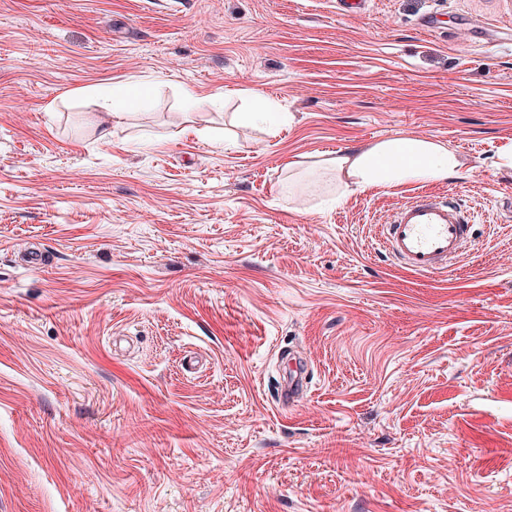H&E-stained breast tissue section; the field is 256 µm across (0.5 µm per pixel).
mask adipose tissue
<instances>
[{
  "label": "adipose tissue",
  "instance_id": "adipose-tissue-1",
  "mask_svg": "<svg viewBox=\"0 0 512 512\" xmlns=\"http://www.w3.org/2000/svg\"><path fill=\"white\" fill-rule=\"evenodd\" d=\"M336 175L340 198L371 188H395L413 181H448L464 177L463 164L447 142L400 134L366 148L342 151L319 161Z\"/></svg>",
  "mask_w": 512,
  "mask_h": 512
}]
</instances>
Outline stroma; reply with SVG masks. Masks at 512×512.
Returning <instances> with one entry per match:
<instances>
[{"label":"stroma","instance_id":"obj_1","mask_svg":"<svg viewBox=\"0 0 512 512\" xmlns=\"http://www.w3.org/2000/svg\"><path fill=\"white\" fill-rule=\"evenodd\" d=\"M398 134L466 176L288 177ZM508 144L512 0H0V512H512ZM419 195L447 272L383 247ZM115 92L120 96L125 108H136L145 98L148 86L139 82H128L115 87ZM248 98L252 101L251 112H241L240 120L244 126H265L274 128L290 121V112H281L277 103L260 91H250ZM385 226L388 252L403 268L421 275L445 270L472 243L473 225L460 208L428 195L400 208Z\"/></svg>","mask_w":512,"mask_h":512}]
</instances>
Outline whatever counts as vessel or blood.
<instances>
[{
	"label": "vessel or blood",
	"instance_id": "b4317fda",
	"mask_svg": "<svg viewBox=\"0 0 512 512\" xmlns=\"http://www.w3.org/2000/svg\"><path fill=\"white\" fill-rule=\"evenodd\" d=\"M471 238L472 226L460 208L428 195L396 211L384 232L388 252L403 268L421 275L445 270Z\"/></svg>",
	"mask_w": 512,
	"mask_h": 512
}]
</instances>
